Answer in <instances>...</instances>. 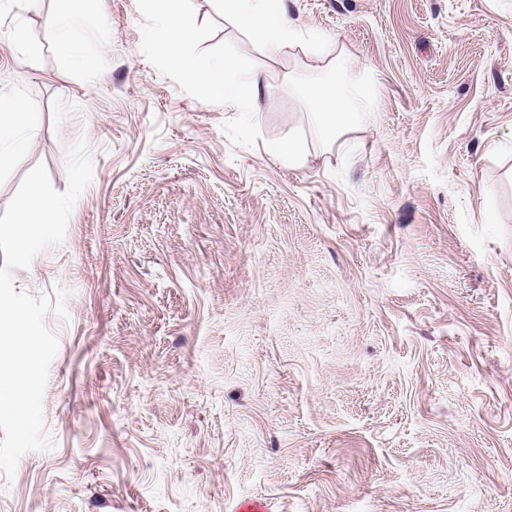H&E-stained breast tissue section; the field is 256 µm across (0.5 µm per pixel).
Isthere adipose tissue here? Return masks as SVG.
Here are the masks:
<instances>
[{"instance_id":"adipose-tissue-1","label":"adipose tissue","mask_w":512,"mask_h":512,"mask_svg":"<svg viewBox=\"0 0 512 512\" xmlns=\"http://www.w3.org/2000/svg\"><path fill=\"white\" fill-rule=\"evenodd\" d=\"M88 0H55L48 27L55 39L66 46L77 45L83 29ZM188 0H148V7L163 29L177 33L176 42L164 45L163 52L189 80L214 88L225 106L259 109L267 88L258 78H251L247 91H240L236 70L220 66L211 58L189 55L181 44L192 33L183 24ZM224 13L269 53L278 54L302 47L297 30L288 22L284 0H224ZM317 104L316 122L328 139H337L346 128L360 123L367 110L368 98L357 82L343 77L319 84L313 94ZM37 116L20 97L0 99V167L7 165L24 145V133L34 126Z\"/></svg>"}]
</instances>
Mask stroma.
Wrapping results in <instances>:
<instances>
[{
    "instance_id": "1",
    "label": "stroma",
    "mask_w": 512,
    "mask_h": 512,
    "mask_svg": "<svg viewBox=\"0 0 512 512\" xmlns=\"http://www.w3.org/2000/svg\"><path fill=\"white\" fill-rule=\"evenodd\" d=\"M53 8L0 0V98L40 115L0 213L37 164L64 191L79 137L94 176L13 273L71 295L55 447L0 475V512H512V0H286L311 47L276 55L193 0L194 51L260 74L256 113L159 54L144 0H96L90 71ZM339 68L369 111L329 143L305 90Z\"/></svg>"
}]
</instances>
